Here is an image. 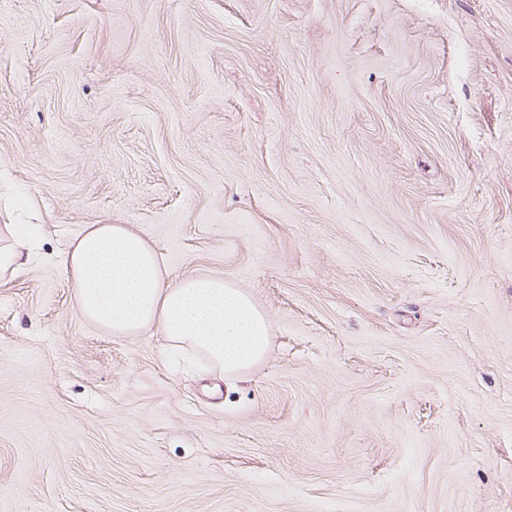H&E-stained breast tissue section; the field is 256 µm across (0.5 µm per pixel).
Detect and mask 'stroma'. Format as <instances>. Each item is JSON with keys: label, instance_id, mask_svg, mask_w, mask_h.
Masks as SVG:
<instances>
[{"label": "stroma", "instance_id": "35a3bbf8", "mask_svg": "<svg viewBox=\"0 0 512 512\" xmlns=\"http://www.w3.org/2000/svg\"><path fill=\"white\" fill-rule=\"evenodd\" d=\"M4 224L0 512H512V0H0ZM87 224L266 357L83 319ZM8 236L12 242L0 245V278L6 277L8 273L12 274L13 271L21 265V254L17 251L15 240L18 238L17 229L10 225L4 224Z\"/></svg>", "mask_w": 512, "mask_h": 512}]
</instances>
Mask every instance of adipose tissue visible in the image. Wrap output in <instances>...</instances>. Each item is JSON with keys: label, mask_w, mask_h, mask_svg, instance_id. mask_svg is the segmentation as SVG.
I'll return each instance as SVG.
<instances>
[{"label": "adipose tissue", "mask_w": 512, "mask_h": 512, "mask_svg": "<svg viewBox=\"0 0 512 512\" xmlns=\"http://www.w3.org/2000/svg\"><path fill=\"white\" fill-rule=\"evenodd\" d=\"M66 270L79 314L112 335L159 329L170 345L229 376L267 354L268 319L246 291L209 273L169 283L152 246L128 225H86Z\"/></svg>", "instance_id": "1"}]
</instances>
